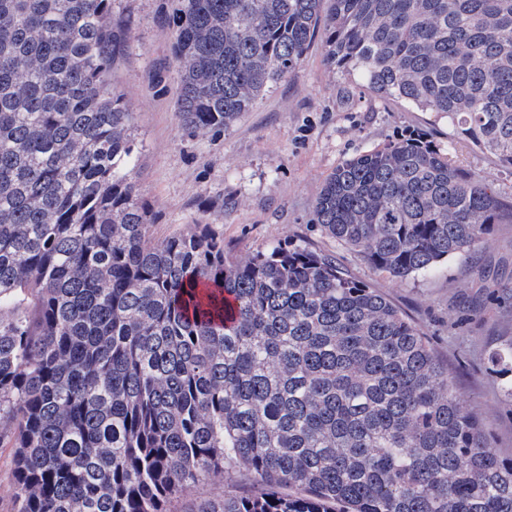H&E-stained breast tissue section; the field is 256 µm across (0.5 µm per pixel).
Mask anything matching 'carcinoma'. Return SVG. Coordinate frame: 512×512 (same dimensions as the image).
Segmentation results:
<instances>
[{
	"instance_id": "cac0c4a2",
	"label": "carcinoma",
	"mask_w": 512,
	"mask_h": 512,
	"mask_svg": "<svg viewBox=\"0 0 512 512\" xmlns=\"http://www.w3.org/2000/svg\"><path fill=\"white\" fill-rule=\"evenodd\" d=\"M173 0L177 112L215 135L301 64L448 121L512 169V0ZM112 0H0V426L18 512H512L430 339L324 251L242 262L206 230L151 244L112 84ZM312 224L405 280L488 248L512 205L424 136L339 164ZM474 272L507 288L504 258ZM512 372V344L490 353ZM259 491V486L243 473L230 472L224 478H210L186 489L174 498L170 512H189L196 502L226 495H242Z\"/></svg>"
}]
</instances>
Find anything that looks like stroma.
I'll list each match as a JSON object with an SVG mask.
<instances>
[{
	"label": "stroma",
	"mask_w": 512,
	"mask_h": 512,
	"mask_svg": "<svg viewBox=\"0 0 512 512\" xmlns=\"http://www.w3.org/2000/svg\"><path fill=\"white\" fill-rule=\"evenodd\" d=\"M171 0H112V24L125 41L112 81L133 115L139 197L151 208L152 242L205 227L235 260L258 250L301 245L332 253L338 264L383 293L430 337L463 398L479 413L491 447L512 457V398L488 361L512 344V296L502 294L473 314L464 285L483 266L482 252L430 272L395 280L312 224V207L341 162L413 130L428 131L468 169L493 182L512 203V173L486 153L450 136L446 121L369 94L356 76L332 70L315 38L296 73L280 81L221 135L189 133L177 114L178 78ZM248 476L210 478L174 498L170 512H191L204 499L257 492Z\"/></svg>",
	"instance_id": "1"
}]
</instances>
